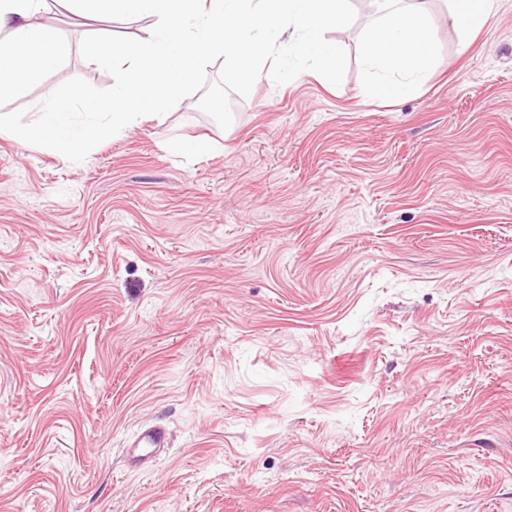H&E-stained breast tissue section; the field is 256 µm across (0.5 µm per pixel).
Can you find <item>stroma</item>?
Here are the masks:
<instances>
[{"label": "stroma", "mask_w": 512, "mask_h": 512, "mask_svg": "<svg viewBox=\"0 0 512 512\" xmlns=\"http://www.w3.org/2000/svg\"><path fill=\"white\" fill-rule=\"evenodd\" d=\"M422 9L401 101L357 20L340 85L263 80L226 129L191 96L79 163L0 137V512H512V0L472 45ZM46 12L28 122L148 26Z\"/></svg>", "instance_id": "35a3bbf8"}]
</instances>
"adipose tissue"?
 Returning a JSON list of instances; mask_svg holds the SVG:
<instances>
[{
    "mask_svg": "<svg viewBox=\"0 0 512 512\" xmlns=\"http://www.w3.org/2000/svg\"><path fill=\"white\" fill-rule=\"evenodd\" d=\"M45 9L46 0H0V100L23 95L68 52ZM362 55L377 76L368 96L402 98L416 92L436 66L424 11L413 4L391 11L367 37Z\"/></svg>",
    "mask_w": 512,
    "mask_h": 512,
    "instance_id": "obj_1",
    "label": "adipose tissue"
}]
</instances>
